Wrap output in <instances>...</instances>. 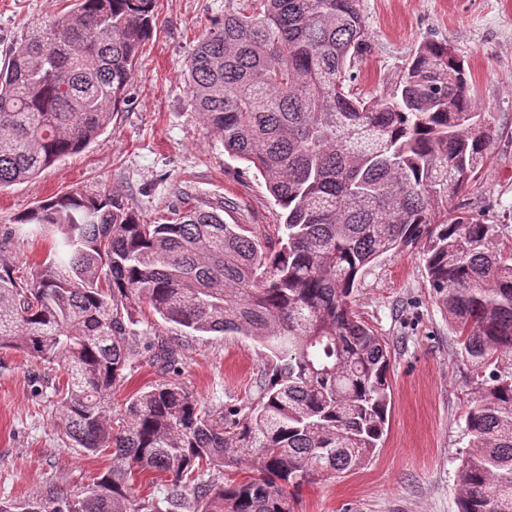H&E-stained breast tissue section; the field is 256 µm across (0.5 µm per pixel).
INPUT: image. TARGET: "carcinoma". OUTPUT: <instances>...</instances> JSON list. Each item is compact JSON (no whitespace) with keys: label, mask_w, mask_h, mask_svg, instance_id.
<instances>
[{"label":"carcinoma","mask_w":512,"mask_h":512,"mask_svg":"<svg viewBox=\"0 0 512 512\" xmlns=\"http://www.w3.org/2000/svg\"><path fill=\"white\" fill-rule=\"evenodd\" d=\"M157 0H72L31 23L0 66V189L87 149L112 122L149 38ZM368 49L359 0H235L192 50L185 77L224 151L255 168L283 210L270 246L226 224L224 202L185 203L145 224L117 192L72 190L13 219L53 260L26 282L0 242V349L65 370L53 385L65 442L110 451L87 489L50 484L0 512H295L317 479L367 465L384 441L391 353L352 295L382 255L415 249L448 313L478 395L456 471L459 512H512V247L448 199L492 141L464 60L427 40L393 91L365 101L347 81ZM146 303L189 334L263 349L255 394L206 404L175 379L181 353L146 341ZM167 377L107 412L143 358ZM243 474L222 480L224 471ZM167 475L134 499V477Z\"/></svg>","instance_id":"1"}]
</instances>
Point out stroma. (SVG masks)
<instances>
[{"mask_svg": "<svg viewBox=\"0 0 512 512\" xmlns=\"http://www.w3.org/2000/svg\"><path fill=\"white\" fill-rule=\"evenodd\" d=\"M225 0H158L156 21L127 103L84 152L36 178L0 189V237L11 238L18 276L48 263L50 240L13 234L12 220L38 202L74 188L112 190L147 224L194 203L224 204V220L276 236L282 211L255 169L235 160L199 120L184 81L198 38L224 17ZM70 0H0V50L23 27L66 11ZM369 49L351 84L370 99L394 88L426 40L448 43L465 61L474 99L492 143L483 169L449 200L500 227L512 245V0H360ZM362 319L389 344L392 401L382 448L364 468L318 480L297 497L295 512H458L456 468L468 451L465 416L476 376L447 315L433 297L417 251L387 253L367 267L353 292ZM142 327L177 348L179 382L209 404L253 392L261 348L245 336H189L149 307ZM51 367L0 351V499L38 496L47 484L80 490L106 471L108 453L63 444L55 417Z\"/></svg>", "mask_w": 512, "mask_h": 512, "instance_id": "35a3bbf8", "label": "stroma"}]
</instances>
